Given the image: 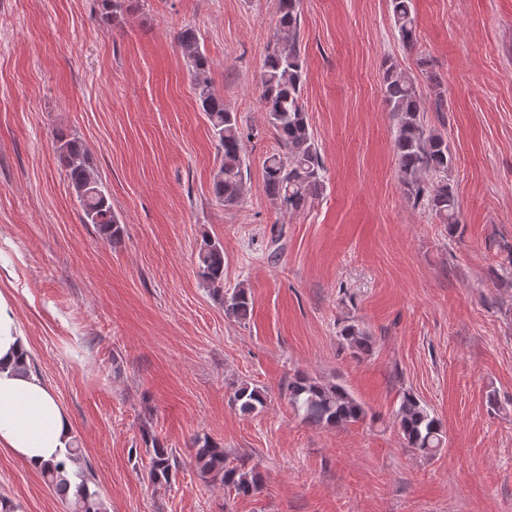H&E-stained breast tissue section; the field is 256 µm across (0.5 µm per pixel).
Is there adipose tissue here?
I'll return each instance as SVG.
<instances>
[{"label":"adipose tissue","mask_w":512,"mask_h":512,"mask_svg":"<svg viewBox=\"0 0 512 512\" xmlns=\"http://www.w3.org/2000/svg\"><path fill=\"white\" fill-rule=\"evenodd\" d=\"M28 355L14 304L0 294V447L38 469L61 459L72 423L45 382L19 367Z\"/></svg>","instance_id":"1"}]
</instances>
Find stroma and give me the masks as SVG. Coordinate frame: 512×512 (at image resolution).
<instances>
[{
  "mask_svg": "<svg viewBox=\"0 0 512 512\" xmlns=\"http://www.w3.org/2000/svg\"><path fill=\"white\" fill-rule=\"evenodd\" d=\"M97 10L0 0V293L107 512H512V0H414L411 49L389 0H300L303 100L326 172L292 214L263 183L278 0H126L109 26ZM187 27L244 134L233 209L212 191L217 145L177 44ZM391 62L448 138L459 233L401 193L381 91ZM60 132L107 188L119 245L83 222ZM206 236L224 245L225 288L248 290L249 319L199 280ZM349 324L375 336L369 356L341 338ZM300 372L344 385L369 419L304 422L285 396ZM244 383L266 395L250 415L231 402ZM405 391L446 427L434 457L402 445ZM149 434L176 451L170 483L147 480ZM204 435L261 473L258 493L197 475L190 445ZM0 495L18 512H68L2 448Z\"/></svg>",
  "mask_w": 512,
  "mask_h": 512,
  "instance_id": "35a3bbf8",
  "label": "stroma"
}]
</instances>
